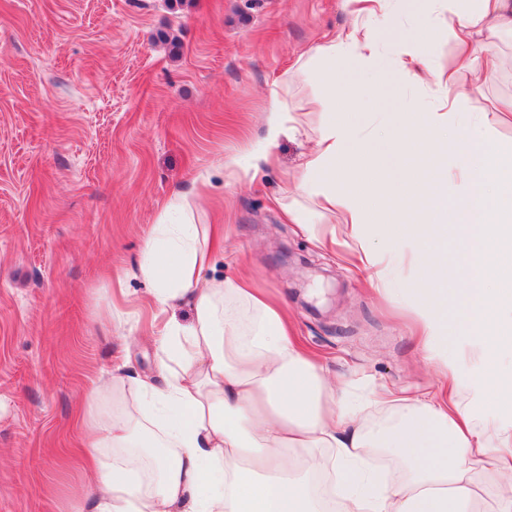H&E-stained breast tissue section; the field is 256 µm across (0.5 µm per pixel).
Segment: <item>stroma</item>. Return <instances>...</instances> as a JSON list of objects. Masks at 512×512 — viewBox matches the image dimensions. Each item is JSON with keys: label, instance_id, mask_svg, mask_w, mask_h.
I'll list each match as a JSON object with an SVG mask.
<instances>
[{"label": "stroma", "instance_id": "35a3bbf8", "mask_svg": "<svg viewBox=\"0 0 512 512\" xmlns=\"http://www.w3.org/2000/svg\"><path fill=\"white\" fill-rule=\"evenodd\" d=\"M348 21L341 0H0V512H79L88 477L57 451L85 439L74 419L90 391L117 407L114 378L154 374L163 320L139 263L202 172L197 221L224 227L209 277L255 275L352 393L437 390L400 318L417 255L381 297L283 220L275 200L296 199L310 142L283 135L255 182L224 174L263 137L276 80L325 94L320 72L290 69ZM465 97L476 112L512 100V68Z\"/></svg>", "mask_w": 512, "mask_h": 512}]
</instances>
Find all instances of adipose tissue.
Returning <instances> with one entry per match:
<instances>
[{
    "label": "adipose tissue",
    "instance_id": "adipose-tissue-1",
    "mask_svg": "<svg viewBox=\"0 0 512 512\" xmlns=\"http://www.w3.org/2000/svg\"><path fill=\"white\" fill-rule=\"evenodd\" d=\"M341 2L352 24L295 61L332 67L326 96L311 103L324 120L295 179L300 198L281 207L310 242L345 247L373 284L386 254L417 252L416 332L448 374L447 395L349 399L297 337L284 300L250 275L204 278L213 255L196 221L200 193H178L139 266L150 305L168 316L158 376L136 381L117 412L88 397L84 468L96 482L80 512H512V145L492 132L512 111L468 112L460 87L500 66L477 39L512 34V0ZM399 3L409 25L395 22ZM441 31L455 48L446 69L425 45ZM422 82L430 101L394 104L397 87ZM341 92L346 106L367 99L385 114L391 149L337 118ZM303 105L275 83L263 141L225 159L227 177L257 178L280 137L301 132ZM397 194L402 223L387 218ZM183 303L186 324L168 315Z\"/></svg>",
    "mask_w": 512,
    "mask_h": 512
}]
</instances>
